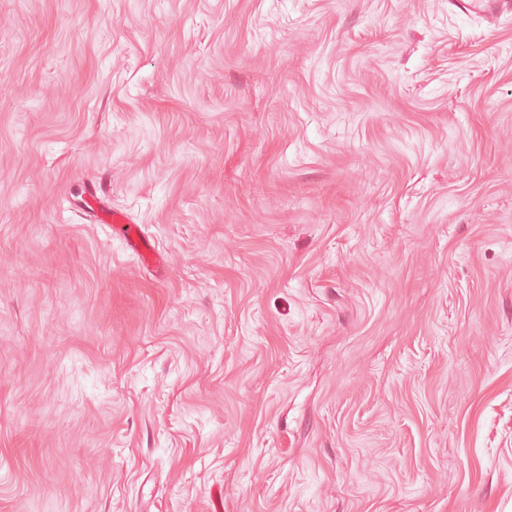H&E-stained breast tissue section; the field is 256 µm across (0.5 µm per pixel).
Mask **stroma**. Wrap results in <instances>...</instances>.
Segmentation results:
<instances>
[{"instance_id":"1","label":"stroma","mask_w":512,"mask_h":512,"mask_svg":"<svg viewBox=\"0 0 512 512\" xmlns=\"http://www.w3.org/2000/svg\"><path fill=\"white\" fill-rule=\"evenodd\" d=\"M219 494L512 512V14L0 0V512ZM110 224H124L121 228V237L128 246L132 249L133 253L138 256L141 261L147 265L153 259V253L155 252L154 245L146 237H142V231L138 224H131L124 213L114 211L110 218ZM127 223V224H126ZM137 245V243H139Z\"/></svg>"}]
</instances>
